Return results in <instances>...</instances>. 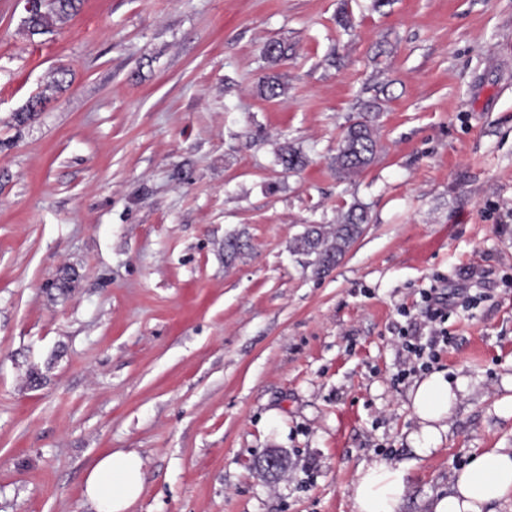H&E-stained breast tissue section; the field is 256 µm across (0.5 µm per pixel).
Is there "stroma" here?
<instances>
[{
	"label": "stroma",
	"mask_w": 512,
	"mask_h": 512,
	"mask_svg": "<svg viewBox=\"0 0 512 512\" xmlns=\"http://www.w3.org/2000/svg\"><path fill=\"white\" fill-rule=\"evenodd\" d=\"M25 16L0 0V512H92L117 450L143 459L133 512H351L379 459L422 512L512 446V0H81L35 36ZM370 114L379 153L340 178ZM358 206L335 268L290 252ZM432 370L466 390L422 458L409 392ZM377 149L378 139L371 120L350 124L334 157L336 172L344 177L359 174L373 161ZM276 161L286 171H300L308 164L307 157L290 145L279 149Z\"/></svg>",
	"instance_id": "1"
}]
</instances>
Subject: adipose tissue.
<instances>
[{
	"instance_id": "obj_1",
	"label": "adipose tissue",
	"mask_w": 512,
	"mask_h": 512,
	"mask_svg": "<svg viewBox=\"0 0 512 512\" xmlns=\"http://www.w3.org/2000/svg\"><path fill=\"white\" fill-rule=\"evenodd\" d=\"M463 380L436 371L416 382L411 406L420 429L410 439L418 456L431 455L448 428L463 391ZM406 473L392 462L360 465L351 492V512H400L406 493ZM143 488V460L134 451L100 456L84 479V497L95 512H129ZM512 503V447L488 448L473 454L453 476L450 492H435L425 512H496Z\"/></svg>"
}]
</instances>
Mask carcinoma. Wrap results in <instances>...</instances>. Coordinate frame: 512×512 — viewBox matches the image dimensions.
<instances>
[{"mask_svg":"<svg viewBox=\"0 0 512 512\" xmlns=\"http://www.w3.org/2000/svg\"><path fill=\"white\" fill-rule=\"evenodd\" d=\"M80 3L81 0H47L41 10L24 20L25 26L32 35L49 33L56 23L76 14ZM262 91L265 98L272 100L285 92V86L269 77L262 81ZM377 149L372 121L350 124L334 157L336 172L344 177L359 174L373 161ZM276 161L286 171H300L308 164L307 157L290 145L279 149ZM365 221V213L352 209L335 224H316L309 236L295 237L290 251L306 257V265L313 267L315 273H324L335 267L361 236Z\"/></svg>","mask_w":512,"mask_h":512,"instance_id":"cac0c4a2","label":"carcinoma"}]
</instances>
